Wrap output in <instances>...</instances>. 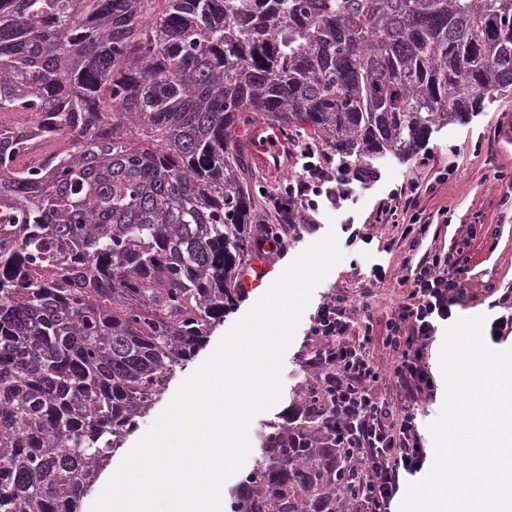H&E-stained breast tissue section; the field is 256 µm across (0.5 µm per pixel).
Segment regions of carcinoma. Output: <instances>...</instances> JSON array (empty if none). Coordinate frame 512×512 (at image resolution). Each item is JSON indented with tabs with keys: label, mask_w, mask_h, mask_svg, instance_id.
Returning a JSON list of instances; mask_svg holds the SVG:
<instances>
[{
	"label": "carcinoma",
	"mask_w": 512,
	"mask_h": 512,
	"mask_svg": "<svg viewBox=\"0 0 512 512\" xmlns=\"http://www.w3.org/2000/svg\"><path fill=\"white\" fill-rule=\"evenodd\" d=\"M510 90L512 0H0V512H77L235 305L239 129L404 160ZM260 439L228 512H347L324 396Z\"/></svg>",
	"instance_id": "1"
}]
</instances>
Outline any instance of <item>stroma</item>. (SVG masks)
Here are the masks:
<instances>
[{"instance_id":"stroma-1","label":"stroma","mask_w":512,"mask_h":512,"mask_svg":"<svg viewBox=\"0 0 512 512\" xmlns=\"http://www.w3.org/2000/svg\"><path fill=\"white\" fill-rule=\"evenodd\" d=\"M273 125L256 121L244 134L247 143L244 179L256 186L274 187L290 173L292 164L288 153L293 142L279 137L275 146L263 149L257 141L273 133ZM370 168L379 174L378 182L368 188L357 189L354 200L346 202L342 210L322 207L317 219L321 231L331 224H342L346 217L366 225L378 241H394L391 252L378 251L376 244L362 248L345 249L344 259L316 288L312 302L320 304L335 292L349 295L355 306H367L374 324L372 355L376 363L389 364L391 358L382 344L386 323L398 301L400 288L396 282L402 272V262L408 254V241L402 240L401 230L391 224L376 223L375 217L388 203L391 189L410 182H436L434 193L423 195L420 204L426 212L447 209L448 221L435 224L422 247L425 250L447 252L452 260L465 269L461 277L465 288L462 307L457 316L487 315L488 319L501 316V309L493 302L506 289H512V207L505 201L512 195V91L497 97L485 108L462 124H454L435 132L429 141L410 160L401 162L386 157L371 160ZM382 263L390 277L375 288L371 298H362L359 271L371 263ZM257 292L246 293L234 309L216 323L206 343L184 368L170 378L163 396L140 421L148 428L168 404L181 381L193 372L212 352L223 334L257 300ZM309 319H302L295 339L286 353L283 367V396L280 403L257 416L249 430L252 458H259V435L266 423L285 415L293 391L304 381L306 374L297 360L303 350Z\"/></svg>"}]
</instances>
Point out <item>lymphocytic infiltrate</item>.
<instances>
[{
  "mask_svg": "<svg viewBox=\"0 0 512 512\" xmlns=\"http://www.w3.org/2000/svg\"><path fill=\"white\" fill-rule=\"evenodd\" d=\"M294 173L271 203L280 232L259 227L254 252L266 257L284 251L289 232H314L320 201L341 208L356 187L368 186L371 170L345 161L329 167L328 157L316 143L298 144ZM434 185L410 183L400 187L393 202L378 212L380 224L397 223L407 216L402 233L411 253L397 282L403 289L387 322L383 345L391 355L389 377L394 398L377 393L380 368L373 360L371 316L356 317L348 296L335 294L318 307L311 320L313 344L300 363L315 390L332 403L336 445L347 455L348 481L342 494L352 512H389L405 481L419 474L427 454L419 430L416 404L432 395L434 380L425 359L440 322L449 320L464 295L461 268L452 267L444 252H412L427 238L432 224L448 221L447 210L423 214L422 192Z\"/></svg>",
  "mask_w": 512,
  "mask_h": 512,
  "instance_id": "1",
  "label": "lymphocytic infiltrate"
}]
</instances>
